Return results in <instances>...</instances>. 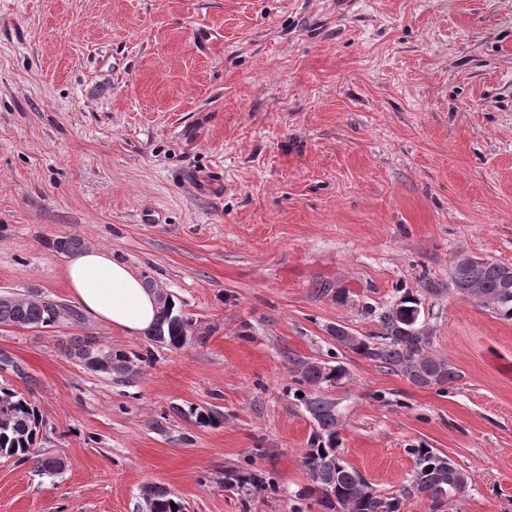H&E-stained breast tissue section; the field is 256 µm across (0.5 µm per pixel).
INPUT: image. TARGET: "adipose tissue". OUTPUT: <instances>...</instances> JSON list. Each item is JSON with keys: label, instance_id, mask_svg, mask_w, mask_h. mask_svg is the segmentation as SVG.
Returning <instances> with one entry per match:
<instances>
[{"label": "adipose tissue", "instance_id": "1", "mask_svg": "<svg viewBox=\"0 0 512 512\" xmlns=\"http://www.w3.org/2000/svg\"><path fill=\"white\" fill-rule=\"evenodd\" d=\"M74 303L89 317L130 335L145 332L155 321L158 304L121 260L102 248L90 247L66 265Z\"/></svg>", "mask_w": 512, "mask_h": 512}]
</instances>
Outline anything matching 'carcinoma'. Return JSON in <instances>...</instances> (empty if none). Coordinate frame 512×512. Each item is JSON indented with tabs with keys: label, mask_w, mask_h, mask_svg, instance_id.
Listing matches in <instances>:
<instances>
[{
	"label": "carcinoma",
	"mask_w": 512,
	"mask_h": 512,
	"mask_svg": "<svg viewBox=\"0 0 512 512\" xmlns=\"http://www.w3.org/2000/svg\"><path fill=\"white\" fill-rule=\"evenodd\" d=\"M506 265L493 261H477L462 270H452L451 284L456 293L487 302L494 313L505 320H512V288H504L501 275ZM63 303L44 298L38 305L26 300V295L15 294L12 299L0 302V325L26 327L37 324L43 328L58 326L57 309ZM157 323L147 331L155 342L180 349L185 346L183 334L192 326L174 300L167 298L159 305ZM379 331L364 337L351 352L395 373H403L416 364L429 370L436 355L432 351L431 337L403 336L397 328L392 309L377 314ZM110 366L102 372L118 382L130 380L133 360L129 353L116 350L110 355ZM301 377L316 388V393L300 397L307 412L316 423L308 448L303 450L301 465L309 475L311 485L297 491L295 498L314 500L322 512H399L401 500L422 497L434 508L451 507L459 499L450 479L455 473L456 462L434 448L417 446L405 449L413 459L414 469L408 485L396 497H382L377 493L367 495L366 479L352 467L336 448L340 419L336 418V403L320 391L336 386L345 376V369L321 359L298 361ZM43 420L36 406L14 389L0 387V457L31 461L44 474H57L62 465L48 464L42 453ZM147 512H185V505L176 493L160 485H148L142 491Z\"/></svg>",
	"instance_id": "cac0c4a2"
}]
</instances>
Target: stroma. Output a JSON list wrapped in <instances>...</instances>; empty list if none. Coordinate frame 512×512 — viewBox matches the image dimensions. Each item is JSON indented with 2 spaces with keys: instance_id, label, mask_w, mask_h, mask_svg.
<instances>
[{
  "instance_id": "35a3bbf8",
  "label": "stroma",
  "mask_w": 512,
  "mask_h": 512,
  "mask_svg": "<svg viewBox=\"0 0 512 512\" xmlns=\"http://www.w3.org/2000/svg\"><path fill=\"white\" fill-rule=\"evenodd\" d=\"M69 234L151 276L193 338L0 325L28 373L0 385L63 459L0 458V512H142L149 483L185 512H321L295 498L309 358L345 368L337 448L379 493L423 444L468 473L458 512H512V321L451 288L458 255L512 265V0H0V291L70 302ZM407 293L456 382L329 340ZM85 334L139 355L130 383L80 362Z\"/></svg>"
}]
</instances>
